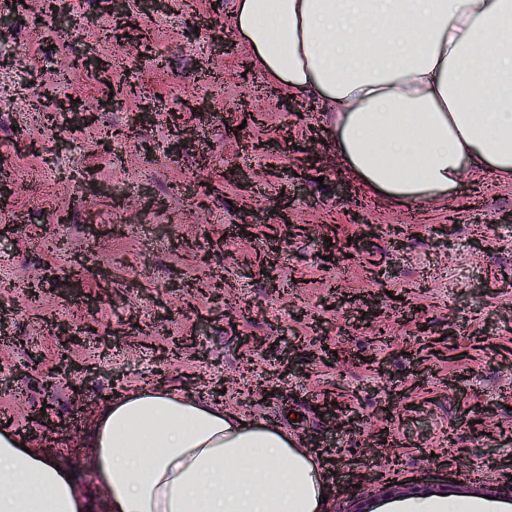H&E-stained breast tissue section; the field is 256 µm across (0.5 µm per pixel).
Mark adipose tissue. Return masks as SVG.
Returning a JSON list of instances; mask_svg holds the SVG:
<instances>
[{
  "label": "adipose tissue",
  "instance_id": "1",
  "mask_svg": "<svg viewBox=\"0 0 512 512\" xmlns=\"http://www.w3.org/2000/svg\"><path fill=\"white\" fill-rule=\"evenodd\" d=\"M252 64L322 102L346 169L410 205L469 170L512 179V0H236ZM490 101L478 111L476 99ZM90 480L0 429V512H320V471L287 430L163 388L112 399L92 425ZM482 498L389 512H500Z\"/></svg>",
  "mask_w": 512,
  "mask_h": 512
}]
</instances>
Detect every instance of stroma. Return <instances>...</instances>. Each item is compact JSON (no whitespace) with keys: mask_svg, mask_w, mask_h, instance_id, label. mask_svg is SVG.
Wrapping results in <instances>:
<instances>
[{"mask_svg":"<svg viewBox=\"0 0 512 512\" xmlns=\"http://www.w3.org/2000/svg\"><path fill=\"white\" fill-rule=\"evenodd\" d=\"M235 2L195 0L191 12L145 18L140 28L155 58L143 63L135 45L105 39L98 0H74L76 23L61 35L31 26L44 0H29V12L0 25V50L16 57L0 66V182L15 188L16 228L0 239V286H10L0 289V406L11 429L85 477L94 469L90 421L107 396L161 386L206 399L218 378L225 407L284 427L315 456L324 512H348L360 475L370 481L373 512L387 503L388 481L402 500L419 486L427 497L512 501V224L502 221L512 214V181L486 171L450 200L411 205L365 192L345 171L319 102L300 117L284 112L279 89L258 70H242L250 49L232 27ZM198 18L223 28L230 53L212 55L204 29L186 41ZM90 48L119 62L115 81L136 96L101 112L88 130L46 127L27 114L32 82L93 107L109 94L91 74L69 68ZM188 87L201 109L183 110ZM245 96L260 123L242 124ZM147 105L152 122L136 138H113L111 154L101 152V130L126 126ZM178 110L187 145L172 159L167 119ZM313 133L322 140L320 160L305 166L299 149ZM258 142L277 148L258 151ZM229 164L243 180H225ZM88 170L105 193L84 196L76 179ZM118 198L128 208L115 206ZM355 209L362 222H354ZM91 214L119 232L93 242L85 231ZM368 224L378 225L376 235H365ZM242 225L247 233H239ZM450 227L448 251L438 242ZM358 237L360 255L324 261L325 240L341 252ZM215 276L224 280L219 309L207 295L171 289ZM33 282L35 298L27 294ZM388 292L405 306L388 302L379 323L357 322L358 299ZM340 297L345 305H337ZM88 301L96 333L69 358L101 372L79 399L63 383L46 390L44 380L59 362L51 322H79ZM106 335L105 354L98 339ZM174 337L182 348L157 365ZM253 337L269 351L250 352ZM285 356L297 371H285ZM245 372L285 387V395L243 403ZM325 399L359 414L361 430L331 429L318 409ZM389 402L398 406L390 420L380 413ZM43 408L56 426L45 438L30 421ZM483 408L487 418L469 430L471 413ZM380 430L386 445L369 454ZM465 458L472 471L461 478Z\"/></svg>","mask_w":512,"mask_h":512,"instance_id":"1","label":"stroma"}]
</instances>
